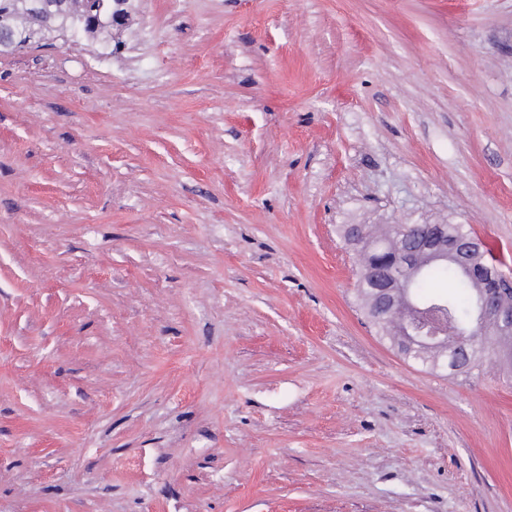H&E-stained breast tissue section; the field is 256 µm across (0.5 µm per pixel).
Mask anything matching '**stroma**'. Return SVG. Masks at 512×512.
Listing matches in <instances>:
<instances>
[{
	"instance_id": "35a3bbf8",
	"label": "stroma",
	"mask_w": 512,
	"mask_h": 512,
	"mask_svg": "<svg viewBox=\"0 0 512 512\" xmlns=\"http://www.w3.org/2000/svg\"><path fill=\"white\" fill-rule=\"evenodd\" d=\"M170 10L0 54V512H512V377L404 360L337 233L512 274V0Z\"/></svg>"
}]
</instances>
